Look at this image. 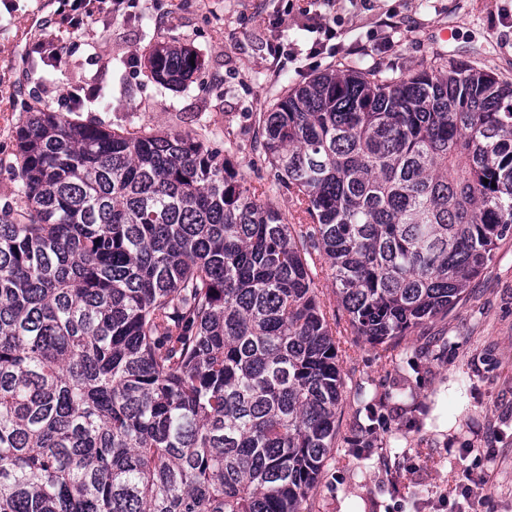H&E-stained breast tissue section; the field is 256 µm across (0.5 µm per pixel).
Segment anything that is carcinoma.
<instances>
[{
  "mask_svg": "<svg viewBox=\"0 0 512 512\" xmlns=\"http://www.w3.org/2000/svg\"><path fill=\"white\" fill-rule=\"evenodd\" d=\"M160 42L149 77L188 85ZM262 200L197 133L39 111L0 213V512H301L345 385L315 281L391 351L512 236V79L330 69L258 120Z\"/></svg>",
  "mask_w": 512,
  "mask_h": 512,
  "instance_id": "1",
  "label": "carcinoma"
}]
</instances>
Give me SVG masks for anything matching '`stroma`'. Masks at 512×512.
Segmentation results:
<instances>
[{
  "label": "stroma",
  "mask_w": 512,
  "mask_h": 512,
  "mask_svg": "<svg viewBox=\"0 0 512 512\" xmlns=\"http://www.w3.org/2000/svg\"><path fill=\"white\" fill-rule=\"evenodd\" d=\"M63 0H0V207L21 203L11 167L30 112H66L67 89L95 87L76 120L114 129L206 131L247 186L288 210L253 149L277 92L331 66L407 72L436 54L512 78V0H134L127 16L59 30L60 58L36 50ZM196 50L201 69L172 91L148 76L157 42ZM284 54L273 58L271 47ZM346 389L336 446L309 499L312 512H449L464 469L483 480L480 512H512V241L499 243L447 317L396 341L391 357L346 333L328 268L316 279ZM375 421L372 435L361 429Z\"/></svg>",
  "instance_id": "1"
}]
</instances>
